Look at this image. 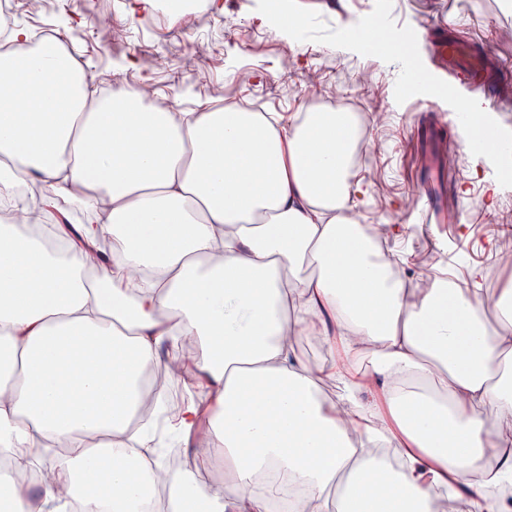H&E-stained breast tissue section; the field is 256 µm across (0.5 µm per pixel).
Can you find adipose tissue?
Instances as JSON below:
<instances>
[{"mask_svg":"<svg viewBox=\"0 0 512 512\" xmlns=\"http://www.w3.org/2000/svg\"><path fill=\"white\" fill-rule=\"evenodd\" d=\"M0 43V455L37 466L0 502L83 512H271L281 472L302 486L289 512H512V285L493 296L446 275L415 286L382 242L392 224L352 215L350 113L304 96L288 117L233 105L152 107L149 85L99 94L61 49ZM498 143L465 151L512 170V131L481 101ZM51 196H44V189ZM76 226L33 234L50 209ZM319 346L313 363L303 348ZM191 378L169 425L191 460L161 468L144 373ZM224 484L200 481L209 449Z\"/></svg>","mask_w":512,"mask_h":512,"instance_id":"1","label":"adipose tissue"}]
</instances>
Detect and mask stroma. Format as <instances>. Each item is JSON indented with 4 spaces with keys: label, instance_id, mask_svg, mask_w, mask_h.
Returning a JSON list of instances; mask_svg holds the SVG:
<instances>
[{
    "label": "stroma",
    "instance_id": "stroma-1",
    "mask_svg": "<svg viewBox=\"0 0 512 512\" xmlns=\"http://www.w3.org/2000/svg\"><path fill=\"white\" fill-rule=\"evenodd\" d=\"M124 2L52 0L40 10L20 12L17 22L38 35L63 33L65 46L95 84H146L162 97L177 89V107L184 112L204 104L260 101L265 111L285 116L297 111L309 88L318 90L323 102L362 112L365 158L356 165L360 191L354 211L363 224L399 225V236L387 246L400 255L406 278L417 284L450 274L464 281L478 267L486 294L512 283V267L497 254L504 225H512V186L487 208L489 168L453 142L450 191L469 190L456 213L457 223L468 228V245L459 251L452 226L442 224L438 230L448 241L440 248L424 224L426 201L417 195L418 173L408 164L421 114L438 107L433 97L409 85L410 60L420 58L445 93L464 89L436 61V35L445 32L496 54L498 82L512 85V15L500 13L496 0H329L326 12L317 11L318 0H302L312 8L311 33L303 41L283 39L264 19L267 0H223V14L178 25L154 15L131 20ZM350 17L413 34L415 47L399 55L351 51L340 40V23Z\"/></svg>",
    "mask_w": 512,
    "mask_h": 512
}]
</instances>
